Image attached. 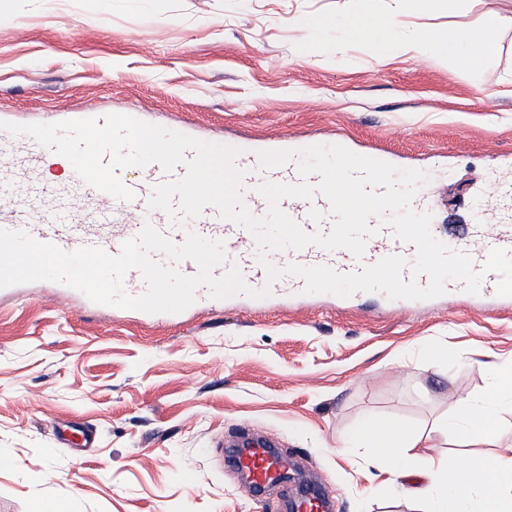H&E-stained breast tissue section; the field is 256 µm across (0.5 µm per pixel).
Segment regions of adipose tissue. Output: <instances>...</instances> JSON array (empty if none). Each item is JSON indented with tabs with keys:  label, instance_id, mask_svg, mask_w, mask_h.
I'll list each match as a JSON object with an SVG mask.
<instances>
[{
	"label": "adipose tissue",
	"instance_id": "1",
	"mask_svg": "<svg viewBox=\"0 0 512 512\" xmlns=\"http://www.w3.org/2000/svg\"><path fill=\"white\" fill-rule=\"evenodd\" d=\"M507 22L506 16L490 13L483 19L479 37L451 30L425 38L422 46L452 54L462 65L473 68L498 54V36ZM310 27L317 33L336 29L341 42L365 41L380 55L405 45L402 37L392 31L388 19L360 10L333 26L322 19H312ZM506 401L512 402V371H493L489 391L481 399L460 401L454 415L444 420L441 427L469 445L494 444L497 412ZM420 441V434L396 425L375 432L373 420L368 419L353 432L346 445L360 449L373 465L422 471L428 479L422 491L423 512H512V449L483 456L468 468L458 469L443 460L412 455V448Z\"/></svg>",
	"mask_w": 512,
	"mask_h": 512
}]
</instances>
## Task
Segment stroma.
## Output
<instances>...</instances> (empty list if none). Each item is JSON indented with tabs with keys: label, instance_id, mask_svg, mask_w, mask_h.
I'll use <instances>...</instances> for the list:
<instances>
[{
	"label": "stroma",
	"instance_id": "1",
	"mask_svg": "<svg viewBox=\"0 0 512 512\" xmlns=\"http://www.w3.org/2000/svg\"><path fill=\"white\" fill-rule=\"evenodd\" d=\"M393 15L408 48L377 56L313 37L309 17ZM0 22V113L51 123L65 109H139L223 143L341 135L435 176L442 233L470 223L475 190L512 182V26L479 67L418 48L431 31L479 32L512 0L411 14L405 0H11ZM512 369V309L453 297L431 308L310 297L278 309L202 305L183 323L86 311L40 282L0 295V512H282L248 496L220 441L274 440L335 512H415L391 473L343 451L374 418L432 431L419 454L465 468L436 423ZM90 430L68 447L58 432Z\"/></svg>",
	"mask_w": 512,
	"mask_h": 512
}]
</instances>
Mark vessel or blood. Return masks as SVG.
I'll return each mask as SVG.
<instances>
[{
    "mask_svg": "<svg viewBox=\"0 0 512 512\" xmlns=\"http://www.w3.org/2000/svg\"><path fill=\"white\" fill-rule=\"evenodd\" d=\"M260 153V147L245 146L235 160L236 167L243 173L242 202L254 216L262 217L268 212V203L258 192L263 184H319V175L301 176L293 160L277 167H262ZM22 158L14 147L11 134L0 130V202L13 206L9 214L0 217V229L25 231L34 240L54 244L66 252L99 247L113 255L119 254L123 243L138 237L148 225L177 245L183 244L188 233L193 231L223 242L226 259L215 268L214 273L221 276L230 269L239 270L249 291L232 295V303L238 305L258 308L280 305L302 297L304 281L300 276L288 273L287 268L291 265L327 266L348 274L376 264L385 257L398 256L406 262L402 271L404 280L416 281L422 287L429 283L427 275L417 276L413 273L417 259L416 246L396 237L392 228L379 216L369 220L373 233L367 237L364 254L359 258L345 249L328 250L317 245L264 253L249 230L223 218L216 207H206L196 218L187 217L178 208L170 212L150 208L149 199L156 187L178 181L187 172L182 164L167 170L160 164L152 163L118 170V177L133 190L134 197L129 201L110 199L108 208L98 214V227L92 228L79 223L72 203L76 200L101 199L102 191L83 181L73 170L69 171L62 184L41 181L26 184L10 178V171L20 166ZM280 207L309 233H329L335 223L330 203L320 193L309 200L282 199ZM132 212L136 213L137 220L131 224L127 216ZM470 217L467 234L447 240L446 245L450 250L468 255L477 270H483L492 250H504L512 258V187L508 188L506 198L496 213L499 229L488 228L487 211L481 200H474ZM271 266L281 271L280 277L273 281L269 280L267 272ZM499 282L498 273L484 272L477 297L488 307L512 304L511 298L498 295ZM234 465L247 476L245 492L254 496L279 483L286 462L280 455L258 443L239 454Z\"/></svg>",
    "mask_w": 512,
    "mask_h": 512,
    "instance_id": "1",
    "label": "vessel or blood"
}]
</instances>
